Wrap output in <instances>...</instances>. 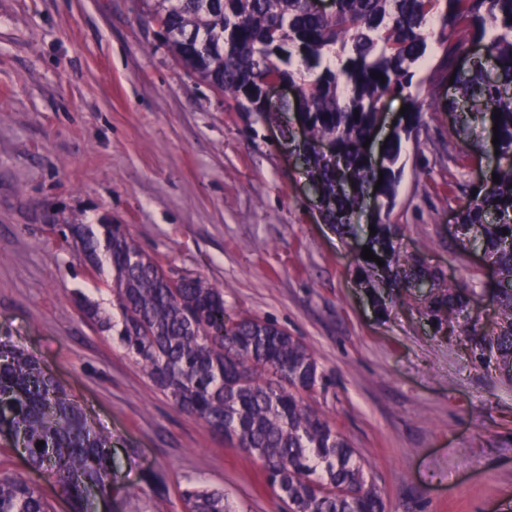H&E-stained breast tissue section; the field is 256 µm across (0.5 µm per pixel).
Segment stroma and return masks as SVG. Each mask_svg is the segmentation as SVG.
<instances>
[{"label": "stroma", "instance_id": "stroma-1", "mask_svg": "<svg viewBox=\"0 0 512 512\" xmlns=\"http://www.w3.org/2000/svg\"><path fill=\"white\" fill-rule=\"evenodd\" d=\"M429 46L407 96L388 101L372 143L422 113L385 221L474 299L454 343L424 295L366 292L359 252L376 222L341 234L319 210L298 157L300 126L241 109L178 64L140 0H0V336L35 355L112 435L126 498L117 512H182L202 481L235 512H281L256 462L175 410L76 293L112 294L50 233L102 217L126 225L165 268L224 293V315L299 337L332 378L309 403L356 448L387 512H512V388L471 360L472 324L496 316L493 272L459 214L496 157L488 133L457 117L429 77ZM164 471L158 497L142 472Z\"/></svg>", "mask_w": 512, "mask_h": 512}]
</instances>
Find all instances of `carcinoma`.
Wrapping results in <instances>:
<instances>
[{"label":"carcinoma","instance_id":"cac0c4a2","mask_svg":"<svg viewBox=\"0 0 512 512\" xmlns=\"http://www.w3.org/2000/svg\"><path fill=\"white\" fill-rule=\"evenodd\" d=\"M145 13L161 22L157 35L175 60L219 86L242 107L276 123L280 110L264 101L269 78L297 85V120L307 130L301 150L320 192L324 217L345 233L374 191L376 213L390 211L403 172L402 142L420 122L406 115L373 167L363 143L387 98L403 95L413 68L425 57L427 28L435 27L442 55L436 86H448V109L459 113L460 130L472 124L498 126L499 182L486 181L483 195L463 208L464 228L479 226L485 255L497 276L493 323L470 336V357L492 364L499 381L512 385V0H142ZM485 44L461 70L458 56ZM381 74L376 79L372 74ZM501 118H495V114ZM332 141L336 155L320 144ZM368 247L384 265L360 259L371 287L386 283L429 288L427 315L448 340L469 303L468 289L447 281L406 251L394 224L374 225ZM90 272L106 256V287L120 312L114 320L101 304L81 297L84 316L112 333L176 410L202 421L222 440L252 456L265 485L288 512H385L357 452L307 398L325 392L330 379L296 336L270 322L242 317L228 335L214 333L224 312L220 289L189 274L173 277L140 249L125 225L108 217L57 225ZM0 512H53L35 487L14 477L12 455L43 473L70 512H98L100 501L124 490L112 463V435L95 426L82 405L38 359L0 344ZM43 445H38V442ZM158 496L168 492L160 471L144 475ZM184 512H226L224 492L193 485L181 492Z\"/></svg>","mask_w":512,"mask_h":512}]
</instances>
